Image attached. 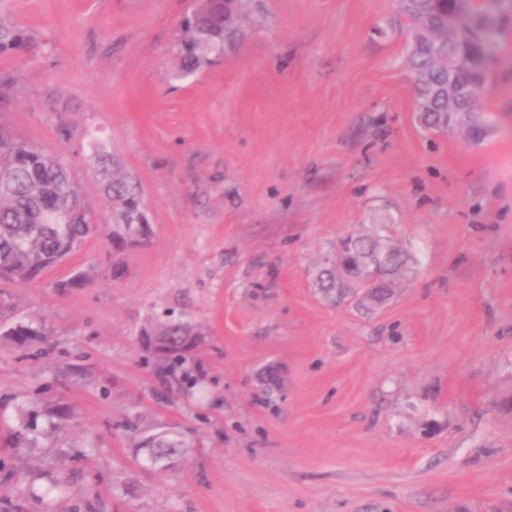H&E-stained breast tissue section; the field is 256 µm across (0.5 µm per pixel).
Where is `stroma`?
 Instances as JSON below:
<instances>
[{"label": "stroma", "mask_w": 512, "mask_h": 512, "mask_svg": "<svg viewBox=\"0 0 512 512\" xmlns=\"http://www.w3.org/2000/svg\"><path fill=\"white\" fill-rule=\"evenodd\" d=\"M200 5L6 4L33 46L0 55L21 75L0 121L56 153L108 224L97 137L153 233L0 283L53 348L0 342V397L63 391L76 411L28 453L66 460L69 493L6 490L0 512H512V31L475 142L425 127L393 0H242L237 36L184 76L180 22ZM379 224L412 259L392 297L325 298L337 242ZM77 268L87 285L58 292ZM166 311L202 330L197 386L163 384L138 343ZM161 430L189 445L163 469L137 445Z\"/></svg>", "instance_id": "1"}]
</instances>
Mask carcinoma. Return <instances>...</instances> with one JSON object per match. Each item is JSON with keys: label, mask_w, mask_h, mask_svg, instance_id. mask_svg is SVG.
I'll return each instance as SVG.
<instances>
[{"label": "carcinoma", "mask_w": 512, "mask_h": 512, "mask_svg": "<svg viewBox=\"0 0 512 512\" xmlns=\"http://www.w3.org/2000/svg\"><path fill=\"white\" fill-rule=\"evenodd\" d=\"M457 19L460 26L450 39L436 40L428 32L448 27ZM406 32V61L414 75V87L427 125L434 130L448 128V89L470 87L460 106L471 118V129L481 139L489 121L482 100L488 93L484 80L491 77L497 63L501 39L512 26V0H405L404 9L393 20ZM236 31H224L223 7L209 2L181 24L180 46L184 72L189 73L224 49V41ZM29 36L0 8V55L21 49ZM17 76L0 70V112L12 100L5 89ZM87 146L100 165L102 192L112 207V223H99L97 214L85 205L68 169L53 153L20 142L0 123V278L31 283L38 275L64 261L90 238L125 239L134 236L137 225L149 223L139 182L120 171L119 163L96 139ZM409 254L381 235L346 238L340 244L339 261L318 276L320 288L336 293L338 283L350 278L362 285L377 304L391 295L398 276L407 267ZM89 272L76 271L55 287L62 292L81 288ZM153 327L166 341L164 354L156 356L160 375L175 377L178 368L192 354L186 338L193 325L167 318ZM0 336L20 346L44 344L46 325L34 319L10 323L0 321ZM17 425L7 424L0 415V429L7 434V447L34 448L39 440H49L65 430L74 408L63 396L31 408L17 407ZM47 425L39 427L40 420ZM147 461L158 465L179 458L184 442L171 432L143 437Z\"/></svg>", "instance_id": "1"}]
</instances>
